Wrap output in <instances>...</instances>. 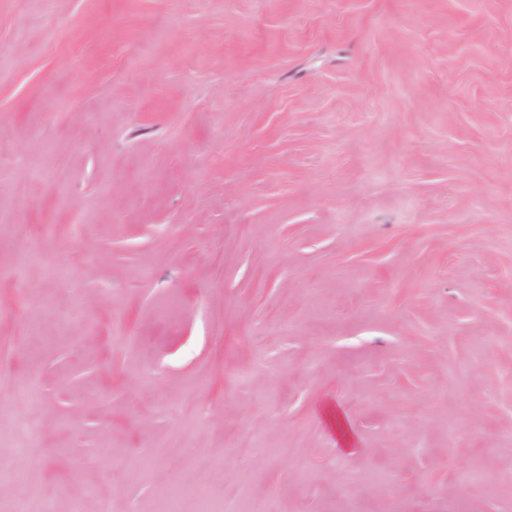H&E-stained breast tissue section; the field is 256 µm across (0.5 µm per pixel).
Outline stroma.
<instances>
[{"mask_svg": "<svg viewBox=\"0 0 512 512\" xmlns=\"http://www.w3.org/2000/svg\"><path fill=\"white\" fill-rule=\"evenodd\" d=\"M512 512V0H0V512ZM181 467L176 475L175 490L171 499L160 509L161 512L185 511V504L192 503V511L216 512L208 498L196 487L193 475L196 468L195 448H181Z\"/></svg>", "mask_w": 512, "mask_h": 512, "instance_id": "1", "label": "stroma"}]
</instances>
